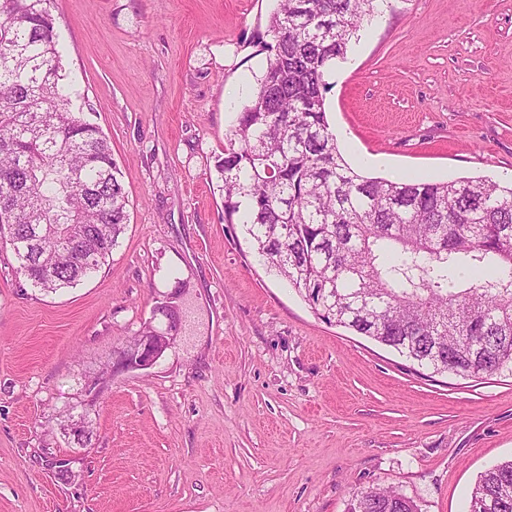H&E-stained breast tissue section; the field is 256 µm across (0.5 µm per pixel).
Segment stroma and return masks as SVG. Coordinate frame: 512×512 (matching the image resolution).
Returning <instances> with one entry per match:
<instances>
[{"label":"stroma","instance_id":"1","mask_svg":"<svg viewBox=\"0 0 512 512\" xmlns=\"http://www.w3.org/2000/svg\"><path fill=\"white\" fill-rule=\"evenodd\" d=\"M277 0H55L63 64L129 199L122 245L46 294L0 247V512H347L393 488L463 512L512 458V374L462 378L319 319L224 221L225 136L267 65ZM326 80L349 164L512 179V0H392ZM151 368L114 352L155 306ZM93 436L65 432L71 410ZM176 308L161 303L155 313L165 319V328L150 330V336H139L135 342L127 343L118 349L113 362V371H134L151 368L175 342L180 330V322L175 316Z\"/></svg>","mask_w":512,"mask_h":512}]
</instances>
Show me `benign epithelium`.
<instances>
[{
  "mask_svg": "<svg viewBox=\"0 0 512 512\" xmlns=\"http://www.w3.org/2000/svg\"><path fill=\"white\" fill-rule=\"evenodd\" d=\"M176 308L160 304L155 313L165 319V328L154 329L148 336H139L134 342L118 349L113 369L120 371L146 370L151 368L175 342L180 330V322L175 316Z\"/></svg>",
  "mask_w": 512,
  "mask_h": 512,
  "instance_id": "obj_1",
  "label": "benign epithelium"
}]
</instances>
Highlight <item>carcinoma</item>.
<instances>
[{
    "label": "carcinoma",
    "mask_w": 512,
    "mask_h": 512,
    "mask_svg": "<svg viewBox=\"0 0 512 512\" xmlns=\"http://www.w3.org/2000/svg\"><path fill=\"white\" fill-rule=\"evenodd\" d=\"M54 0H0V244L47 293L120 246V167L75 108ZM391 0H280L272 56L226 134L224 220L329 324L437 374L512 373V183L365 177L330 127L326 75ZM348 512H418L397 490ZM466 512H512V460L481 474Z\"/></svg>",
    "instance_id": "obj_1"
}]
</instances>
